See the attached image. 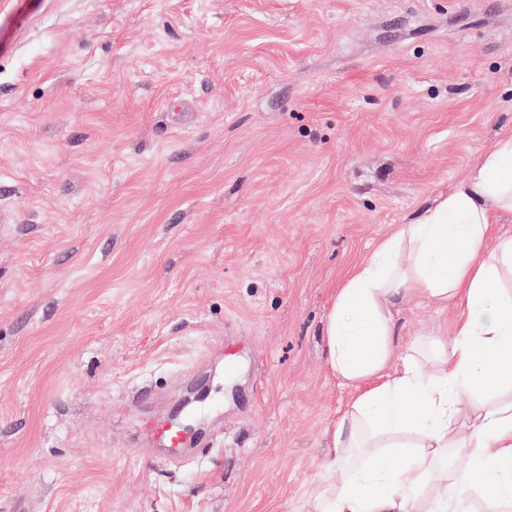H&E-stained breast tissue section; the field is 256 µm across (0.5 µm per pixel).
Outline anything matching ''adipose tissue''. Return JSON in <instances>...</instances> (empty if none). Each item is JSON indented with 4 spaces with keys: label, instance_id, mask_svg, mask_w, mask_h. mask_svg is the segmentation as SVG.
<instances>
[{
    "label": "adipose tissue",
    "instance_id": "ef3b65f1",
    "mask_svg": "<svg viewBox=\"0 0 512 512\" xmlns=\"http://www.w3.org/2000/svg\"><path fill=\"white\" fill-rule=\"evenodd\" d=\"M512 136L464 181L381 240L337 292L321 330L326 363L351 390L310 512H486L512 500ZM462 304L441 355L399 345L401 304ZM453 468H446L449 449Z\"/></svg>",
    "mask_w": 512,
    "mask_h": 512
}]
</instances>
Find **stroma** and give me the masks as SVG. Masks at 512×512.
I'll return each mask as SVG.
<instances>
[{
    "mask_svg": "<svg viewBox=\"0 0 512 512\" xmlns=\"http://www.w3.org/2000/svg\"><path fill=\"white\" fill-rule=\"evenodd\" d=\"M509 135L512 0H0V512H302L338 289Z\"/></svg>",
    "mask_w": 512,
    "mask_h": 512,
    "instance_id": "obj_1",
    "label": "stroma"
}]
</instances>
